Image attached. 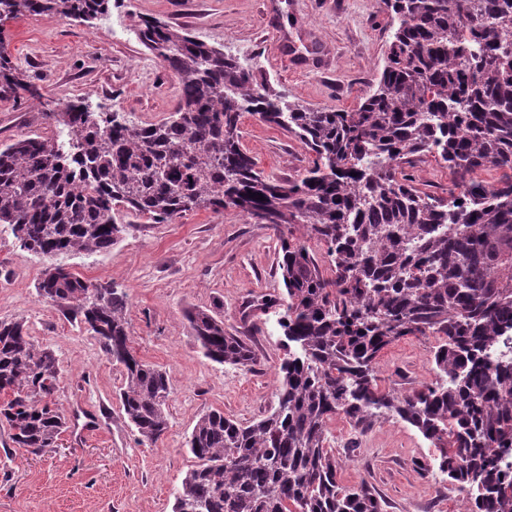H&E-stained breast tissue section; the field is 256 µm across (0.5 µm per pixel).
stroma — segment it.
Instances as JSON below:
<instances>
[{"label": "stroma", "instance_id": "1", "mask_svg": "<svg viewBox=\"0 0 512 512\" xmlns=\"http://www.w3.org/2000/svg\"><path fill=\"white\" fill-rule=\"evenodd\" d=\"M188 28L247 62L287 100L351 110L370 91L389 43L391 12L383 0H111L93 23L24 14L0 26L10 59L29 91L0 96V145L51 137L46 109L81 101L156 123L175 112L177 78L139 41L142 19ZM244 148L264 175L304 176L312 159L294 134L244 115ZM115 220L132 230L110 250L65 258L71 272L109 283L128 299L127 318L138 358L168 375V431L140 443L116 394L123 384L84 325L42 299L36 284L44 259L0 233V320H24L34 343L54 351L62 375L51 397L67 428L57 448L40 456L14 447L0 423V512H172L177 489L195 460L185 442L197 419L219 409L246 423L276 404L283 352L277 324L282 288L280 242L266 224L236 210H198L155 224L126 210ZM191 308L224 317L258 360L250 367L205 358L184 318ZM433 337H408L385 349L377 365L381 387L408 391L433 380ZM340 481L370 482L386 512H459L436 466L438 452L397 418L356 435L344 418L328 426ZM427 474H420L419 465Z\"/></svg>", "mask_w": 512, "mask_h": 512}]
</instances>
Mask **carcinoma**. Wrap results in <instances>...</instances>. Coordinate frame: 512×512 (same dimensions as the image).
Here are the masks:
<instances>
[{
    "label": "carcinoma",
    "mask_w": 512,
    "mask_h": 512,
    "mask_svg": "<svg viewBox=\"0 0 512 512\" xmlns=\"http://www.w3.org/2000/svg\"><path fill=\"white\" fill-rule=\"evenodd\" d=\"M109 2L0 0V23L22 13L89 22ZM385 2L393 34L384 66L350 111L290 102L224 48L152 18L139 39L178 79L170 117L139 123L74 103L44 113L54 138L0 147V227L48 261L38 294L123 366L120 404L144 441L169 428L171 382L133 354L127 296L88 285L58 259L129 234L118 207L156 224L231 207L278 233L277 403L249 423L221 410L197 420L187 441L196 464L173 512H383L373 486L340 483L326 447L336 416L358 433L381 418L408 423L438 450L451 488L467 491L463 512H512L502 468L512 452V358L485 355L512 335V0ZM18 89L27 85L0 38V93ZM246 113L305 145L313 159L304 177L257 168L239 137ZM427 154L448 164L446 199L406 172ZM490 166L509 174L496 184L475 177ZM185 319L209 360L256 362L219 314L193 309ZM419 336L437 339L436 380L404 394L382 388V352ZM59 379L54 352L36 346L23 321H0V422L15 447H54L66 422L47 398Z\"/></svg>",
    "instance_id": "obj_1"
}]
</instances>
